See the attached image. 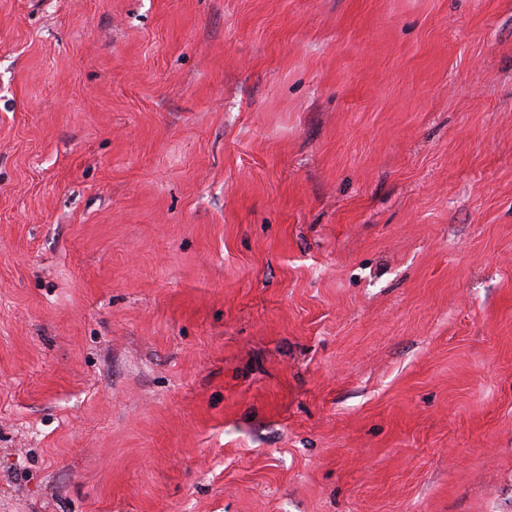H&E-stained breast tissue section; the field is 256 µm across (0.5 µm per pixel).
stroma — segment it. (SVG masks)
<instances>
[{"label": "stroma", "instance_id": "35a3bbf8", "mask_svg": "<svg viewBox=\"0 0 512 512\" xmlns=\"http://www.w3.org/2000/svg\"><path fill=\"white\" fill-rule=\"evenodd\" d=\"M0 512H512V0H0Z\"/></svg>", "mask_w": 512, "mask_h": 512}]
</instances>
